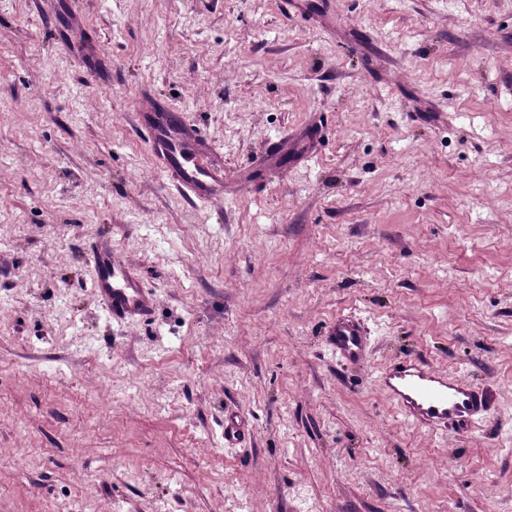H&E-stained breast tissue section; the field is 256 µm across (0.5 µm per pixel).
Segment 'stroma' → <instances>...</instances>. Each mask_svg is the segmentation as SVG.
Wrapping results in <instances>:
<instances>
[{
	"label": "stroma",
	"instance_id": "35a3bbf8",
	"mask_svg": "<svg viewBox=\"0 0 512 512\" xmlns=\"http://www.w3.org/2000/svg\"><path fill=\"white\" fill-rule=\"evenodd\" d=\"M44 5L0 0V512H512V0H69L108 85ZM158 102L223 200L157 167ZM98 237L150 320L92 292ZM339 315L361 364L325 345ZM408 352L493 418L408 423L377 382ZM76 32L74 29H63L62 37L70 47L71 51L76 52L78 57L82 60L86 75L92 80H109V84L112 82V61L105 63L103 65L97 64L99 60H101V51L94 43H80L73 42V38ZM58 37L57 41L64 43L65 41ZM89 57H93L97 63L92 65L93 68H90L85 61L88 60ZM85 60V61H84ZM141 131L170 183L187 199L224 198V167L212 163L204 137L185 126L179 113L155 105L143 116ZM92 278L90 288L112 320L136 323L153 314L154 300L137 269L121 260L108 239L84 244ZM327 346L347 364L363 362L368 353V333L364 324L352 317H336L326 327Z\"/></svg>",
	"mask_w": 512,
	"mask_h": 512
}]
</instances>
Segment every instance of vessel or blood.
<instances>
[{
    "mask_svg": "<svg viewBox=\"0 0 512 512\" xmlns=\"http://www.w3.org/2000/svg\"><path fill=\"white\" fill-rule=\"evenodd\" d=\"M74 36V29L62 32L80 59L97 60L93 68L87 69V76L93 80L111 79L112 66L100 63L97 45L77 42ZM141 131L170 183L187 199H223V166L212 163L204 137L185 126L179 113L154 106L144 115ZM84 251L92 269L90 287L109 317L129 323L149 319L154 309L153 297L144 287L139 271L117 256L111 241H89ZM325 336L327 346L340 361L358 364L365 360L368 333L360 320L336 318L328 324ZM379 387L406 421L430 431L466 433L494 413L490 399L470 377L439 372L415 352L382 367Z\"/></svg>",
    "mask_w": 512,
    "mask_h": 512,
    "instance_id": "1",
    "label": "vessel or blood"
}]
</instances>
